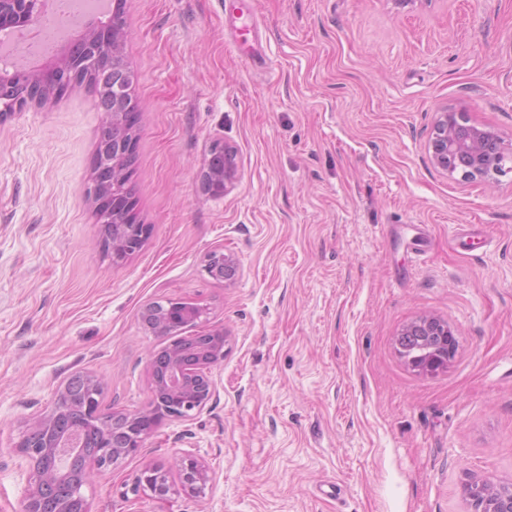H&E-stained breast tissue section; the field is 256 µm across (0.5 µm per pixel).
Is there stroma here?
Here are the masks:
<instances>
[{"mask_svg": "<svg viewBox=\"0 0 512 512\" xmlns=\"http://www.w3.org/2000/svg\"><path fill=\"white\" fill-rule=\"evenodd\" d=\"M141 109L129 182L150 225L113 263L87 194L103 115L86 88L0 122V512H23L17 444L68 376L104 412L151 402L164 338L141 308L182 299L226 334L203 411L92 475L90 512H468L512 483V173L435 169L437 112L512 143V0H125ZM236 153L221 195L210 148ZM236 257L212 279L204 257ZM458 337L422 373L396 338ZM208 465L204 494L132 493L155 463ZM204 269L215 280L232 281L240 272V264L233 256L209 253L205 259ZM414 334L429 336L430 338L437 337L436 342L430 341L425 347L421 361H414L413 358L405 355V336H413ZM396 344L400 355L408 365L419 371L427 372L447 365L454 358L458 340L454 329L448 322L426 315L406 325L402 329ZM464 495L471 512H512V484L475 478L465 484Z\"/></svg>", "mask_w": 512, "mask_h": 512, "instance_id": "obj_1", "label": "stroma"}]
</instances>
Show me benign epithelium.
I'll return each instance as SVG.
<instances>
[{
    "instance_id": "7a95c632",
    "label": "benign epithelium",
    "mask_w": 512,
    "mask_h": 512,
    "mask_svg": "<svg viewBox=\"0 0 512 512\" xmlns=\"http://www.w3.org/2000/svg\"><path fill=\"white\" fill-rule=\"evenodd\" d=\"M43 0H0V30L36 25L43 18ZM123 18L94 25L88 40L123 47ZM91 77L108 80L117 95L131 93L135 74L107 66L86 68L80 55L66 58L53 69L54 92H64ZM10 82L0 80V119L39 103L38 96L23 101L10 96ZM112 119V137L99 143L100 167L92 182L91 197L101 217L100 236L112 258L124 260L140 251L150 227L134 218L135 202L128 183L116 177L128 172L126 164L136 154L135 130L140 112L117 104L100 108ZM434 168L461 180L512 173V146L495 133L467 123L462 112H438L428 143ZM236 177L235 155L224 147L210 154L202 180L207 191L222 194ZM204 269L219 281H232L240 264L229 255L208 254ZM207 315V308L180 299L165 304L150 302L140 310L141 321L151 323V333L168 343L151 357L152 406L136 412L105 413L101 408L103 383L89 373L71 375L59 390L53 406L23 433L17 448L26 458L29 489L24 512H89L81 488L88 479L87 462L107 469L119 460L138 454L146 440L165 420H181L201 412L217 391L213 367L224 361V329L214 328L198 336L183 331ZM458 340L450 324L434 316H422L406 325L398 339L400 355L412 368L427 372L445 366L457 351ZM180 489L200 495L213 480L209 469L192 456L180 458ZM150 491L164 498L176 492L162 465L147 464L133 478L131 491ZM470 512H512V484L475 478L464 486Z\"/></svg>"
}]
</instances>
